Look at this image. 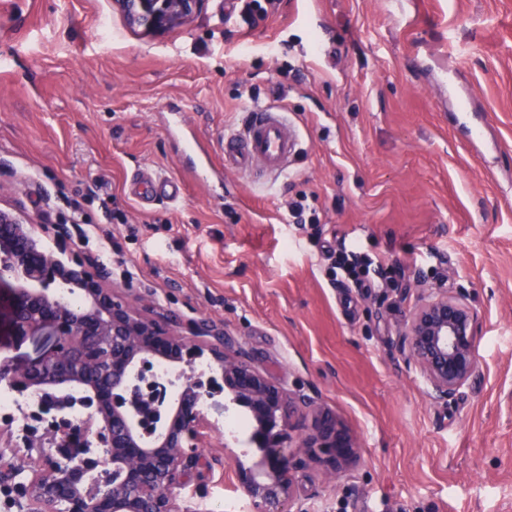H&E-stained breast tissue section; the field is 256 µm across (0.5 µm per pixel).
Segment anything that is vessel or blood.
<instances>
[{
	"instance_id": "vessel-or-blood-1",
	"label": "vessel or blood",
	"mask_w": 512,
	"mask_h": 512,
	"mask_svg": "<svg viewBox=\"0 0 512 512\" xmlns=\"http://www.w3.org/2000/svg\"><path fill=\"white\" fill-rule=\"evenodd\" d=\"M297 152V137L282 112L261 108L247 114L241 132L224 139V163L247 173L263 167L274 175L284 173L290 159ZM196 181L216 184L223 173L211 164L205 152H197L192 167ZM182 190L180 181L164 177L154 171L143 172L131 188L132 197L146 204L156 197L177 199Z\"/></svg>"
}]
</instances>
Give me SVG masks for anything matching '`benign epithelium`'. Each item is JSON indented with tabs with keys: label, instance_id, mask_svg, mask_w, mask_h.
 Returning a JSON list of instances; mask_svg holds the SVG:
<instances>
[{
	"label": "benign epithelium",
	"instance_id": "benign-epithelium-1",
	"mask_svg": "<svg viewBox=\"0 0 512 512\" xmlns=\"http://www.w3.org/2000/svg\"><path fill=\"white\" fill-rule=\"evenodd\" d=\"M203 0H114L125 22L146 32L182 25ZM0 272L16 281L19 336L44 329L57 345L28 367L0 370L20 393L39 396L21 428L23 447L37 464L0 453V490H20L35 512H178L175 490L199 448L204 409L223 391L253 425L247 443L262 450L256 470H238L255 512H285L294 500L296 465L307 459L339 477L359 461L354 433L336 415L285 390L234 350L188 343L168 315L140 311L103 284L67 242L52 244L10 211L0 210ZM475 311L463 295L422 291L402 334L405 357L419 369L434 403H445L478 371ZM222 384L190 376L151 381L149 369L192 365L204 356ZM81 393L83 417L68 395Z\"/></svg>",
	"mask_w": 512,
	"mask_h": 512
}]
</instances>
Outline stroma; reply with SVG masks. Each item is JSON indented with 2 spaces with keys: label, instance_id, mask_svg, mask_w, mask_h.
<instances>
[{
  "label": "stroma",
  "instance_id": "stroma-1",
  "mask_svg": "<svg viewBox=\"0 0 512 512\" xmlns=\"http://www.w3.org/2000/svg\"><path fill=\"white\" fill-rule=\"evenodd\" d=\"M224 2L146 34L112 0H0V208L345 422L359 464L335 484L296 468L293 512H512V0H280L252 27ZM263 105L298 136L279 176L224 165V136ZM464 105L479 142L454 122ZM173 108L223 185L188 175ZM144 168L181 197L140 206L128 186ZM302 195L315 228L289 210ZM71 200L89 236L65 223ZM343 247L391 282L333 285ZM13 288L0 280V357L24 366L57 338L16 336ZM424 288L477 315L478 372L440 406L400 345ZM214 421L176 503L253 512L237 469L261 452Z\"/></svg>",
  "mask_w": 512,
  "mask_h": 512
}]
</instances>
